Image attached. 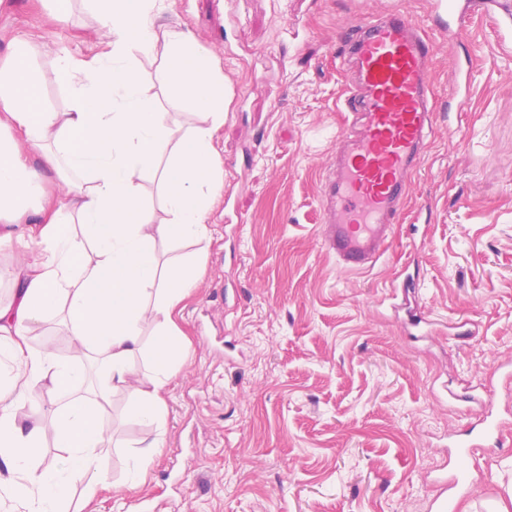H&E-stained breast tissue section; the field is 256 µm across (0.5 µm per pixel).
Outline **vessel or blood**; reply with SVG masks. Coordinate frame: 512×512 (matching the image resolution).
Here are the masks:
<instances>
[{
    "label": "vessel or blood",
    "instance_id": "vessel-or-blood-1",
    "mask_svg": "<svg viewBox=\"0 0 512 512\" xmlns=\"http://www.w3.org/2000/svg\"><path fill=\"white\" fill-rule=\"evenodd\" d=\"M434 12L459 33L469 6L464 0H436ZM342 41L355 74L343 93L352 129L341 137L323 181V238L340 268L359 271L372 266L388 243L425 157L434 120L435 44L425 24L401 10L359 23ZM481 405L480 423L462 428L454 443L463 467L437 481L443 492L437 512H455L458 498L489 481L487 472L466 461L480 449L502 446L507 423L490 404Z\"/></svg>",
    "mask_w": 512,
    "mask_h": 512
}]
</instances>
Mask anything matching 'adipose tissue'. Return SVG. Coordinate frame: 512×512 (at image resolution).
Returning <instances> with one entry per match:
<instances>
[{"label":"adipose tissue","instance_id":"adipose-tissue-1","mask_svg":"<svg viewBox=\"0 0 512 512\" xmlns=\"http://www.w3.org/2000/svg\"><path fill=\"white\" fill-rule=\"evenodd\" d=\"M103 48L84 58L61 52L53 73L71 105L56 112L42 100L45 76L32 60L36 45L14 37L0 60V245L25 240L37 253L17 277L16 304L0 305V469L9 497L25 512H69L70 490L97 495L99 448L112 440L115 390L130 391L131 416L155 424L166 382L182 367L186 339L174 319L203 274L197 257L161 265V245L209 236L207 214L222 186L215 135L224 124V77L193 36L157 31L164 0H87ZM164 54V92L177 107L203 116L190 129L170 123L141 85ZM36 150L37 162L26 159ZM56 176L64 197L44 184ZM154 176L166 217L156 220L140 196ZM84 237L88 248H79ZM61 312L77 359L59 358L52 345L33 350L31 324ZM154 324L152 346L143 331ZM150 352L140 370L135 360ZM98 373L91 397H76L53 427L66 454L56 466H32L40 426L19 418L15 405L36 403L37 387L69 392L82 386L83 359Z\"/></svg>","mask_w":512,"mask_h":512}]
</instances>
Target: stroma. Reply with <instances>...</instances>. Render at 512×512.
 Listing matches in <instances>:
<instances>
[{
	"label": "stroma",
	"mask_w": 512,
	"mask_h": 512,
	"mask_svg": "<svg viewBox=\"0 0 512 512\" xmlns=\"http://www.w3.org/2000/svg\"><path fill=\"white\" fill-rule=\"evenodd\" d=\"M434 0H166L156 29L189 31L231 90L216 147L223 186L210 238L160 253L203 254L205 272L176 321L185 364L162 396V428L130 417L112 395L104 485L70 512H434L432 484L463 418L447 384L479 383L512 361V30L475 6L466 37L429 28L435 120L424 163L389 244L367 270L336 265L322 238L324 176L346 129L337 95L351 81L340 36L402 9L429 20ZM39 47L47 107L65 111L51 78L62 48L100 49L85 0L56 22L34 0H0V57L13 37ZM467 60L461 108L449 109L456 59ZM433 336L414 339L392 305L401 272ZM467 320L469 335L455 325ZM65 398L43 392L18 412L45 425L34 463L64 450L48 425ZM163 446L144 481L126 485L142 440ZM494 481L460 501L487 512L512 496V455L477 453Z\"/></svg>",
	"instance_id": "stroma-1"
}]
</instances>
